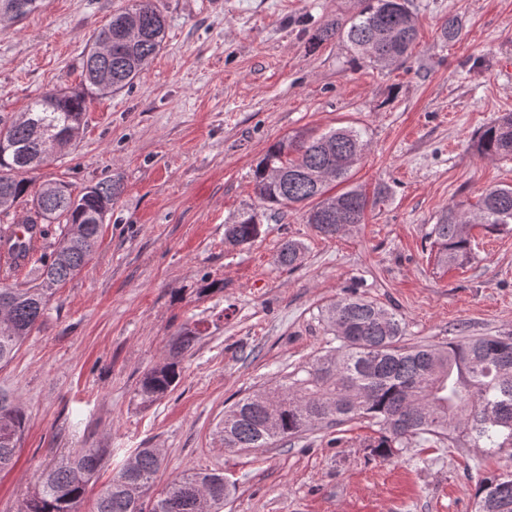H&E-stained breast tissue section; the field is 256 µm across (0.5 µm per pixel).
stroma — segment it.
I'll return each instance as SVG.
<instances>
[{
  "label": "stroma",
  "mask_w": 512,
  "mask_h": 512,
  "mask_svg": "<svg viewBox=\"0 0 512 512\" xmlns=\"http://www.w3.org/2000/svg\"><path fill=\"white\" fill-rule=\"evenodd\" d=\"M126 3L42 0L0 21V116L79 88L94 34ZM152 3L166 20L159 53L132 88L91 99L75 145L36 174L76 192L112 175L123 191L88 263L0 368V393L28 419L0 474V512H20L38 471L76 448L112 451L79 512L137 448L160 449V489L186 472L223 473L235 487L224 512H474L480 481L512 473V448L416 439L382 459L366 420L257 450H226L216 431L240 397L336 347L323 311L352 291L402 317L407 344L512 336V230L474 227L459 268L440 265L428 237L449 206L512 186V157L473 147L512 113V0H411L417 39L386 68L354 61L338 37L316 39L362 0ZM451 16L463 28L447 42ZM340 127L366 141L349 179L369 199L363 224L326 238L305 207H261L252 173L267 148ZM245 211L259 213L260 236L225 243ZM288 239L303 245L292 270L277 262ZM185 327L198 338L177 385L142 402L141 380Z\"/></svg>",
  "instance_id": "35a3bbf8"
}]
</instances>
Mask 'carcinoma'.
<instances>
[{"label": "carcinoma", "instance_id": "cac0c4a2", "mask_svg": "<svg viewBox=\"0 0 512 512\" xmlns=\"http://www.w3.org/2000/svg\"><path fill=\"white\" fill-rule=\"evenodd\" d=\"M26 8L11 16L18 21L40 8L41 0H0V15L12 4ZM337 35L350 45L353 59L387 67L400 63L417 38L408 0H363L362 9L345 22H333L319 39ZM165 19L152 0H129L96 34L82 61L79 90H54L36 98L27 112L11 121L0 118V139L10 149L0 153V233L20 204L28 206L29 224H43L42 240L57 236L53 252L34 260L30 279L21 285L0 284V306H8L0 323V367L15 357L21 343L43 318L57 286L76 277L97 245L98 210H112L121 182L106 178L84 188L79 202L65 181L42 184L22 177L56 157L33 137L31 124L60 139V151L74 146L69 132L87 112V97H107L131 87L160 50ZM108 72L111 80L100 81ZM486 158L512 156V113L484 127L474 144ZM365 148L363 134L352 127L318 137L303 133L271 144L253 171L254 189L267 207L306 205L307 223L320 234L336 237L364 221L365 194L356 188L339 193L330 185L349 180ZM468 213L453 205L432 225L430 239L439 261L466 262L471 255V228L479 224L497 231L512 224V186L486 190ZM261 233L254 212H245L224 227L232 246H246ZM303 246L282 243L277 261L293 268ZM326 321L339 345L300 374L268 391L276 400L268 409L249 394L224 413L218 425L224 447L267 448L319 425H341L366 418L379 426L373 441L383 458L411 440L429 435L462 438L474 448L512 447V337L464 338L446 346L400 345L403 322L377 303L349 295L326 310ZM198 332L184 328L172 343L170 361L148 372L139 394L155 401L171 391L180 376L178 358L189 351ZM27 427L25 413L0 395V473L13 468L16 450ZM104 451L82 448L58 457L37 474L21 512H76L87 487L101 468ZM163 458L156 448H137L97 496L95 512H224L231 486L217 472L184 474L160 491L154 490ZM476 512H512V474L481 481Z\"/></svg>", "mask_w": 512, "mask_h": 512}]
</instances>
